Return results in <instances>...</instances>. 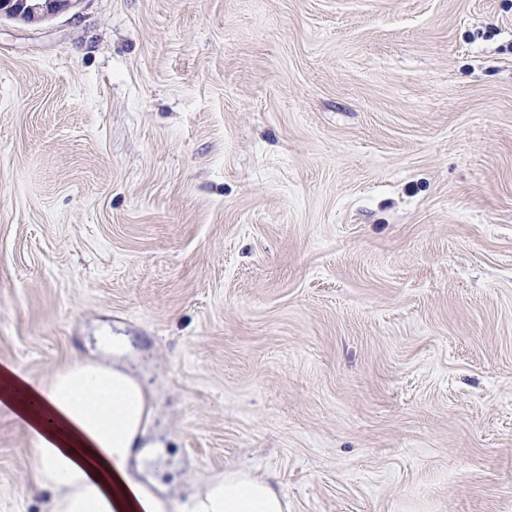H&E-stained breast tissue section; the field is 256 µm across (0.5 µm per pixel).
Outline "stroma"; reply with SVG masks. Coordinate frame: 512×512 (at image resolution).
I'll return each mask as SVG.
<instances>
[{
  "label": "stroma",
  "mask_w": 512,
  "mask_h": 512,
  "mask_svg": "<svg viewBox=\"0 0 512 512\" xmlns=\"http://www.w3.org/2000/svg\"><path fill=\"white\" fill-rule=\"evenodd\" d=\"M121 364L171 500L512 512V0L0 20V368ZM0 404V512H45ZM178 512H288V501L265 478L229 468L223 476L207 478L188 495Z\"/></svg>",
  "instance_id": "35a3bbf8"
}]
</instances>
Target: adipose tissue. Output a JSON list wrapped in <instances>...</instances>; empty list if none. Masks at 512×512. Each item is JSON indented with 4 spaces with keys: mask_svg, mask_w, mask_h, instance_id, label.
<instances>
[{
    "mask_svg": "<svg viewBox=\"0 0 512 512\" xmlns=\"http://www.w3.org/2000/svg\"><path fill=\"white\" fill-rule=\"evenodd\" d=\"M0 398L27 423L33 485L48 494L47 512H169L166 499L127 473L150 414L131 376L77 361L35 387L1 369ZM178 512H288V502L267 479L229 468L206 479Z\"/></svg>",
    "mask_w": 512,
    "mask_h": 512,
    "instance_id": "adipose-tissue-1",
    "label": "adipose tissue"
}]
</instances>
